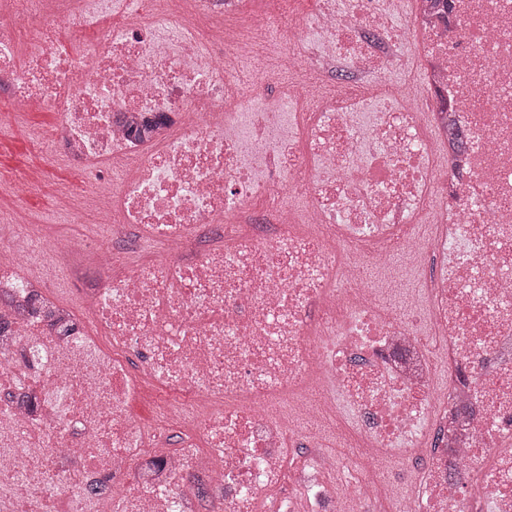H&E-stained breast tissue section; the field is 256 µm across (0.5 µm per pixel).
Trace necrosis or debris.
Here are the masks:
<instances>
[{
    "instance_id": "4bbe7bcc",
    "label": "necrosis or debris",
    "mask_w": 512,
    "mask_h": 512,
    "mask_svg": "<svg viewBox=\"0 0 512 512\" xmlns=\"http://www.w3.org/2000/svg\"><path fill=\"white\" fill-rule=\"evenodd\" d=\"M172 2L0 6L97 219L0 242V512H512V0Z\"/></svg>"
}]
</instances>
